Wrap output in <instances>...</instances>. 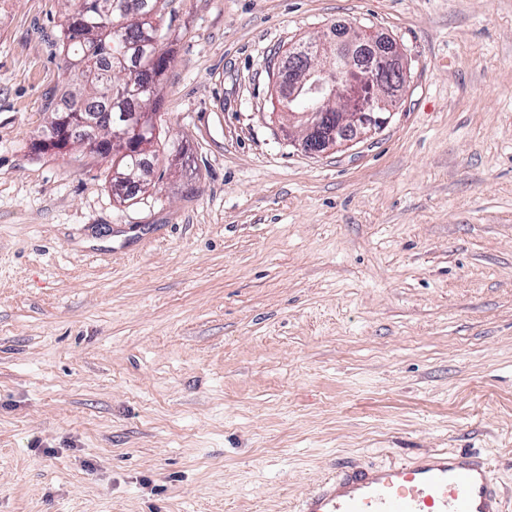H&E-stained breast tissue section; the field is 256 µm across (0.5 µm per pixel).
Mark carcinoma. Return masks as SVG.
Instances as JSON below:
<instances>
[{
  "instance_id": "1",
  "label": "carcinoma",
  "mask_w": 512,
  "mask_h": 512,
  "mask_svg": "<svg viewBox=\"0 0 512 512\" xmlns=\"http://www.w3.org/2000/svg\"><path fill=\"white\" fill-rule=\"evenodd\" d=\"M115 4L112 19L119 27L97 24V5ZM82 3L85 12L72 15L61 29L64 72L71 90L70 112H93L103 117L101 138L127 126L134 114L156 111L158 87L171 53L162 21L175 0H67ZM112 166L128 176H141L145 162L129 150L112 155Z\"/></svg>"
}]
</instances>
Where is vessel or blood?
Listing matches in <instances>:
<instances>
[{
    "mask_svg": "<svg viewBox=\"0 0 512 512\" xmlns=\"http://www.w3.org/2000/svg\"><path fill=\"white\" fill-rule=\"evenodd\" d=\"M300 512H503V492L486 459L433 451L407 464L340 468L304 496Z\"/></svg>",
    "mask_w": 512,
    "mask_h": 512,
    "instance_id": "vessel-or-blood-1",
    "label": "vessel or blood"
}]
</instances>
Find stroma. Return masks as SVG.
Returning <instances> with one entry per match:
<instances>
[{"mask_svg":"<svg viewBox=\"0 0 512 512\" xmlns=\"http://www.w3.org/2000/svg\"><path fill=\"white\" fill-rule=\"evenodd\" d=\"M63 0H0V512H297L341 465L486 457L512 512V0H176L160 178L33 143ZM407 67L306 152L270 58Z\"/></svg>","mask_w":512,"mask_h":512,"instance_id":"35a3bbf8","label":"stroma"}]
</instances>
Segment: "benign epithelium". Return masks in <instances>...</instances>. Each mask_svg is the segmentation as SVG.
<instances>
[{
    "instance_id": "7a95c632",
    "label": "benign epithelium",
    "mask_w": 512,
    "mask_h": 512,
    "mask_svg": "<svg viewBox=\"0 0 512 512\" xmlns=\"http://www.w3.org/2000/svg\"><path fill=\"white\" fill-rule=\"evenodd\" d=\"M369 44L388 59L402 63L397 46L381 43L368 31L350 35L346 29L335 39L313 41L310 51L314 58L327 56L333 60L328 70L309 66L298 72L299 64L289 65L288 72L276 71L273 76L284 114L288 122L296 124L304 133L303 148L314 155L348 146L353 142L376 133L387 122L385 114L393 102V89L385 85L378 71L361 69L355 64L360 45ZM59 132H42L35 139L38 149L49 152L66 150L75 140L69 134L77 126H92L86 131L81 145L86 151H98L100 138L94 122L84 118L74 119L70 112L57 113ZM156 124L153 113L141 114L138 123L124 129L113 140L123 146L134 145L142 154H154L155 140L145 136L147 127Z\"/></svg>"
}]
</instances>
